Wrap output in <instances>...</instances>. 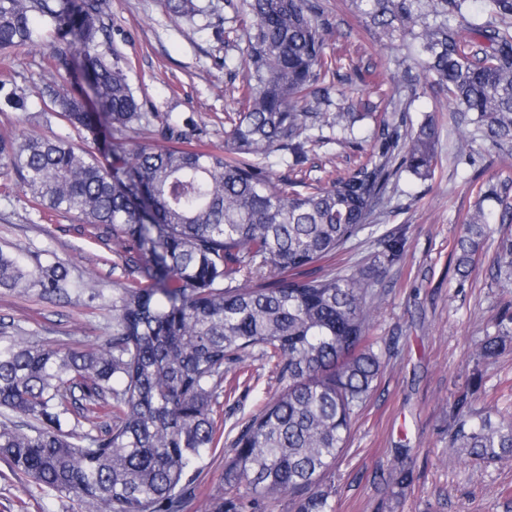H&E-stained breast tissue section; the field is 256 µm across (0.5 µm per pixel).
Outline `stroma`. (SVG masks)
Returning <instances> with one entry per match:
<instances>
[{"mask_svg": "<svg viewBox=\"0 0 512 512\" xmlns=\"http://www.w3.org/2000/svg\"><path fill=\"white\" fill-rule=\"evenodd\" d=\"M210 18L188 22L166 12L162 0H111L114 45L129 62V78L143 109L170 117L187 130L193 147L223 146L237 109L236 74L242 36L223 6ZM332 25L326 52L350 77L340 86L344 103L371 101L378 111L392 109L391 75L408 53L402 35L386 37L366 23L351 0H319ZM223 38H216V30ZM43 54L15 57L13 69L27 92L26 110L0 105V133H30L79 142L96 151V142L80 140L60 120L44 121L39 112ZM446 97L424 80L410 106L414 122L434 116L439 128L433 175L418 180L407 171L391 179L388 193L370 218V226L346 243L317 271L346 274L370 271L380 300L371 310L370 334L383 367L374 387L352 418L347 445L324 481L333 512H512V458L488 464L467 462L448 449L452 406L463 389L474 392L476 407L512 412V336L494 358L477 354L485 335L512 318V293L493 278L498 247L512 238V222L494 223L467 280H460L452 250L478 199L479 187L512 177V149L484 140L473 144L474 164L457 160L461 135L446 108ZM364 153L334 144L310 145L296 178H325L353 169ZM405 233L401 260L378 265L379 239ZM0 249L29 255L49 252L76 272L91 271L102 298L70 292L42 297L0 289V336L46 340L62 349L83 350L112 334V288L123 277L117 257L101 241L88 237L75 216L39 221L23 191L0 198ZM273 366L247 358L224 369V392L216 419L219 442L199 465L195 490L182 512H208L211 498L223 495L224 462L234 453L242 426L280 390ZM406 446L414 481L398 488L392 475L396 448ZM0 512H82L76 501L15 476L0 460Z\"/></svg>", "mask_w": 512, "mask_h": 512, "instance_id": "obj_1", "label": "stroma"}]
</instances>
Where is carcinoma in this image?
I'll use <instances>...</instances> for the list:
<instances>
[{
    "mask_svg": "<svg viewBox=\"0 0 512 512\" xmlns=\"http://www.w3.org/2000/svg\"><path fill=\"white\" fill-rule=\"evenodd\" d=\"M387 36L412 40L404 92L394 111L374 118L366 160L326 182L280 177L279 155L307 160L312 131L356 143L366 113L331 110L325 56L329 23L316 0H225L245 33L240 109L224 148L181 147L189 134L142 110L113 46L109 0H0V93L14 108L25 90L13 55L49 50L42 111L101 142L92 154L69 140L0 136V195H29L41 219L72 214L112 243L125 281L112 288V337L63 350L0 336V456L32 483L64 493L89 512H181L197 463L215 446L214 406L224 365L253 354L274 363L283 388L239 432L224 463V496L209 512H263L287 493L296 512H332L323 485L346 446L351 418L378 378L364 270L312 275L366 226L394 166L427 179L437 163L435 119L414 124L409 110L421 79L432 76L476 138L512 144V0H485L489 18L467 20V0H352ZM168 13L207 15L198 0H164ZM156 126L163 146L135 142ZM512 196V178L484 190L453 246L460 282L473 269L492 223L483 202ZM380 265L400 260L404 238L387 235ZM496 277L512 279V239L500 242ZM0 288L66 297L88 288L70 267L38 254L0 249ZM511 330L497 325L480 355L500 353ZM107 405L111 418L84 433L67 429ZM448 447L466 461L512 457V416L478 409L470 390L454 403Z\"/></svg>",
    "mask_w": 512,
    "mask_h": 512,
    "instance_id": "obj_1",
    "label": "carcinoma"
}]
</instances>
